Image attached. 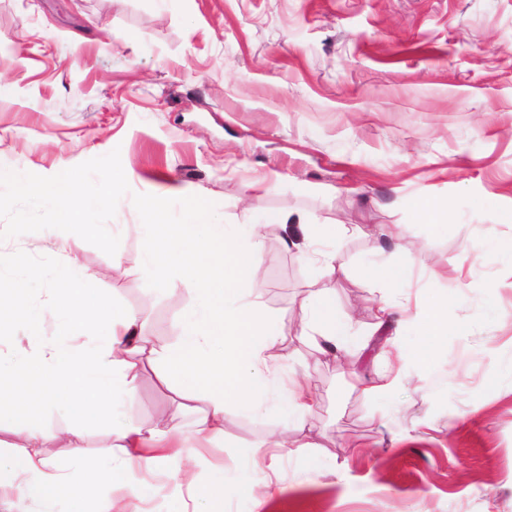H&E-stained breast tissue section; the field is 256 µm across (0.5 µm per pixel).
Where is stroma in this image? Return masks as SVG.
<instances>
[{
    "label": "stroma",
    "mask_w": 512,
    "mask_h": 512,
    "mask_svg": "<svg viewBox=\"0 0 512 512\" xmlns=\"http://www.w3.org/2000/svg\"><path fill=\"white\" fill-rule=\"evenodd\" d=\"M0 83V170L50 176L116 149L131 189L107 223L115 255L78 237L60 251L46 229L0 240L1 259L21 250L51 271L77 258L170 347L194 296L141 275L133 194L197 195L264 237L262 307L287 375L315 400L295 439L316 459L248 468L243 448L281 429L266 414L230 413L223 439L197 448L192 408L149 370L124 420L179 429L197 452L135 467L131 482L152 487L141 512L206 490L215 464L224 512H512V266L496 260L512 243V0H0ZM425 197L450 223L419 210ZM271 213L341 225L322 243L337 272L286 247L294 227L265 224ZM395 263L410 287L370 274ZM311 289L352 320L339 358L298 337ZM441 298L458 332L425 363L393 362ZM386 302L408 309L385 317ZM38 420L44 457L83 484L108 434L89 433L79 458L59 438L68 415L50 406ZM245 468L257 487L281 475L263 507L233 482Z\"/></svg>",
    "instance_id": "35a3bbf8"
}]
</instances>
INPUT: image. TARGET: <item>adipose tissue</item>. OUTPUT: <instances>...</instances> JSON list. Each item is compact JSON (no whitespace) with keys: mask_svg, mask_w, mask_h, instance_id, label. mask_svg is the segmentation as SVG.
Returning a JSON list of instances; mask_svg holds the SVG:
<instances>
[{"mask_svg":"<svg viewBox=\"0 0 512 512\" xmlns=\"http://www.w3.org/2000/svg\"><path fill=\"white\" fill-rule=\"evenodd\" d=\"M163 213L158 198L142 204L141 272L157 288L167 290L181 282L195 295L175 347L157 346L146 336L140 315L91 289V275L74 257L49 277L56 299L53 316L66 336L81 337L82 342L65 348L47 343L48 316L21 300L25 282L42 277V270L18 253L10 273L0 272V341L9 338V323L18 316L29 340L28 346L13 347L7 364H0V377L10 376L14 385L9 395L0 394V432L13 435L10 454L0 456V488L12 471H22L23 494L39 502L44 512H89L91 496L89 488L74 486L44 459L46 435L35 421L36 407L57 406L74 417L76 425L65 440L76 451L84 426L109 430L110 451L88 466L94 479L124 490L132 505L151 493L149 484L129 482L132 464L183 454L177 430L144 428L121 418V407L149 366L158 368L160 380L179 398L204 401L196 421L204 440L223 437L229 410L280 413L283 432L269 445L244 449L246 458H258L270 446L286 449L289 430L304 427L313 398L301 384L284 380L274 352L280 341L277 323L258 304L263 240L257 226L231 230L217 222L189 220L162 233L158 226ZM300 321L301 339L320 340L321 351L342 350L349 340L348 321L337 318L324 291H310L303 299Z\"/></svg>","mask_w":512,"mask_h":512,"instance_id":"ef3b65f1","label":"adipose tissue"}]
</instances>
